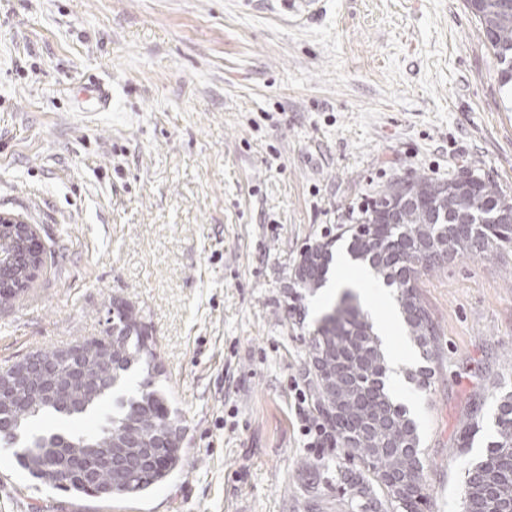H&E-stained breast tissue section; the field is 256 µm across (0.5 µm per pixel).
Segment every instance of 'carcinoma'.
<instances>
[{
    "mask_svg": "<svg viewBox=\"0 0 512 512\" xmlns=\"http://www.w3.org/2000/svg\"><path fill=\"white\" fill-rule=\"evenodd\" d=\"M486 13L495 19L489 48L499 65L501 86L512 92V0H485ZM399 183L388 186L363 223L351 230L348 252L366 264L376 278L394 289L409 337L427 365L411 374L423 390L435 383L432 364L440 359V338L421 297L420 279L459 256L498 260L512 250V225L496 224L504 210L512 212V197L496 185L481 181L470 190L460 178L446 182L428 177L409 180L410 189L429 201L424 208L400 209L394 223H383L381 207ZM19 244L14 228L0 224V266L22 286L0 288V308L12 307L35 275L17 261ZM331 258V243L313 245L295 267L298 287H321ZM99 337V348L88 353L76 379L60 371V387L48 400L38 398L34 385L11 392L24 398L18 407H4L0 417L12 426L9 439L20 446L18 466L55 489L90 495L82 479L68 471L79 456L95 448H112L123 434L136 439L127 448L131 456L143 448H160L163 462L147 465L134 476L119 479L104 472L99 477L100 498L141 496L164 483L186 458L185 428L169 406L162 383V362L151 327L135 306L112 300V315ZM142 376L141 389L126 396L132 373ZM387 362L372 322L354 296L346 291L331 316L321 320L308 343V398L312 411L331 434L343 462L336 466L334 489L346 512H424L430 502L418 425L407 409L385 389ZM112 400V414L92 433L62 429H32L45 417L80 419L97 413ZM498 439L485 456L465 470L463 512H512V393L499 402L495 418Z\"/></svg>",
    "mask_w": 512,
    "mask_h": 512,
    "instance_id": "cac0c4a2",
    "label": "carcinoma"
}]
</instances>
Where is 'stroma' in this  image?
<instances>
[{
    "mask_svg": "<svg viewBox=\"0 0 512 512\" xmlns=\"http://www.w3.org/2000/svg\"><path fill=\"white\" fill-rule=\"evenodd\" d=\"M112 86L96 112L91 79ZM467 171L512 196V94L466 0H0V213L52 251L0 310V367L102 336L113 299L157 337L187 458L140 497H78L0 449V512H345L336 448L295 411L321 291L301 253L346 243L392 182ZM443 347L411 387L430 512L512 390V253L421 279ZM481 412H474V402ZM479 430L466 454L461 431ZM331 242L320 243L304 250L295 267V280L299 288L314 291L320 288L331 258Z\"/></svg>",
    "mask_w": 512,
    "mask_h": 512,
    "instance_id": "1",
    "label": "stroma"
}]
</instances>
